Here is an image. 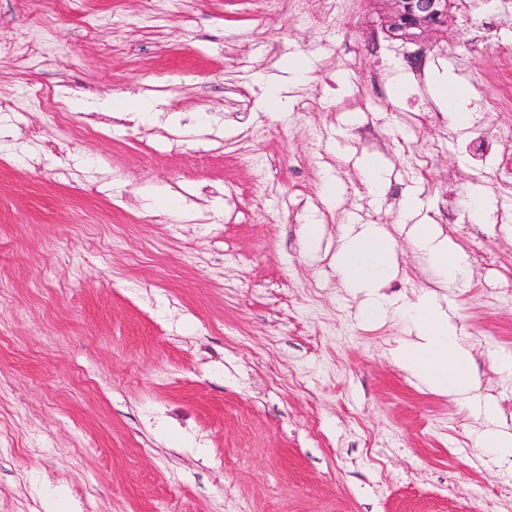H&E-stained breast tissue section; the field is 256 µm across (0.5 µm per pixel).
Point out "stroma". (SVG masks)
<instances>
[{"mask_svg":"<svg viewBox=\"0 0 512 512\" xmlns=\"http://www.w3.org/2000/svg\"><path fill=\"white\" fill-rule=\"evenodd\" d=\"M34 11L69 67L28 54ZM447 70L470 93L463 129L431 96ZM259 73L283 116L264 112ZM493 84L512 91V0H452L425 47L385 38L368 0L318 19L299 0H0V512L56 497L168 512L178 481L191 512L222 496L242 512H512V457L480 447L475 408L393 360L416 338L398 307L435 294L512 430L497 362L512 355V108L486 109ZM123 94L152 97V116L76 136L83 103ZM367 156L388 171L378 197ZM158 189L177 214L152 210ZM365 224L397 259L377 321L336 273L341 235ZM418 224L462 251L456 281L417 249Z\"/></svg>","mask_w":512,"mask_h":512,"instance_id":"35a3bbf8","label":"stroma"}]
</instances>
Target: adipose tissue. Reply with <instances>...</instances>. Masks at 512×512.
<instances>
[{"label": "adipose tissue", "mask_w": 512, "mask_h": 512, "mask_svg": "<svg viewBox=\"0 0 512 512\" xmlns=\"http://www.w3.org/2000/svg\"><path fill=\"white\" fill-rule=\"evenodd\" d=\"M414 241L437 269L449 279H456L464 258L447 239L439 237L433 225H420ZM340 255L338 272L344 286L369 291L362 314L369 320L378 319L386 304L378 290L397 267L390 236L377 225H363L357 234L343 235ZM400 314L416 330L417 338L398 347L394 355L396 364L437 395L466 402L473 400L481 381L472 349L461 341L437 297L422 296L417 302L403 306Z\"/></svg>", "instance_id": "obj_1"}]
</instances>
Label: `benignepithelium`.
<instances>
[{"instance_id": "benign-epithelium-1", "label": "benign epithelium", "mask_w": 512, "mask_h": 512, "mask_svg": "<svg viewBox=\"0 0 512 512\" xmlns=\"http://www.w3.org/2000/svg\"><path fill=\"white\" fill-rule=\"evenodd\" d=\"M374 6L386 37L425 44L444 38L451 0H374Z\"/></svg>"}]
</instances>
